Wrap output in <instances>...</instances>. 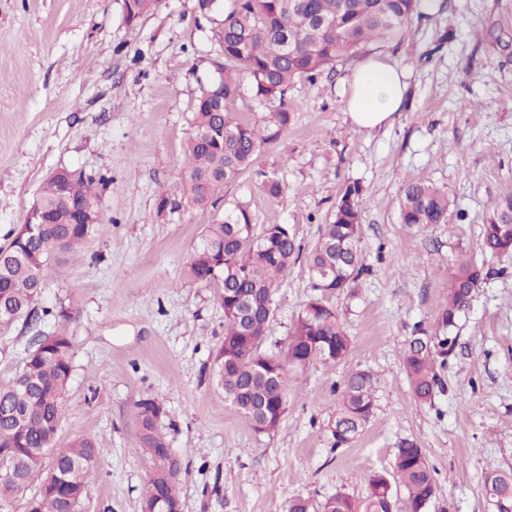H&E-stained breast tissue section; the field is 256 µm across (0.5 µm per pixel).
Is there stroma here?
Returning a JSON list of instances; mask_svg holds the SVG:
<instances>
[{"label":"stroma","mask_w":512,"mask_h":512,"mask_svg":"<svg viewBox=\"0 0 512 512\" xmlns=\"http://www.w3.org/2000/svg\"><path fill=\"white\" fill-rule=\"evenodd\" d=\"M215 25L197 0H160L137 24L123 0H0V246L59 168L104 177L109 225L49 277L40 306L64 303L74 371L56 436L102 449L81 512H142L151 463L138 449L135 403L153 399L156 426L180 463L184 512H287L342 490L362 498L391 472L402 442L426 453L437 478L427 512H489V467L512 470V255L482 246L492 202L512 191V0H423L404 38L368 43L315 82L295 83L287 131L222 194L189 206L181 177L200 84L216 75ZM405 67L408 88L390 126L355 127L343 92L361 60ZM285 186L271 198L269 179ZM447 192L445 223H401L407 181ZM361 192L366 270L329 295L352 338L349 355L296 374L288 412L271 434L252 430L213 375L224 342V290L182 269L205 225L236 200L258 225H289L309 249L347 185ZM166 208H159L160 198ZM492 268L461 315L458 345L433 402L415 397L403 353L415 326L432 329L448 303L455 254ZM305 259L275 292L263 349L285 338L313 296ZM0 328V386L21 369L35 331ZM370 372L376 408L350 442L333 424L341 384Z\"/></svg>","instance_id":"obj_1"}]
</instances>
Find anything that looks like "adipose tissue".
<instances>
[{"mask_svg":"<svg viewBox=\"0 0 512 512\" xmlns=\"http://www.w3.org/2000/svg\"><path fill=\"white\" fill-rule=\"evenodd\" d=\"M406 92V71L384 59L361 63L350 81L344 110L354 126L373 130L391 124Z\"/></svg>","mask_w":512,"mask_h":512,"instance_id":"obj_1","label":"adipose tissue"}]
</instances>
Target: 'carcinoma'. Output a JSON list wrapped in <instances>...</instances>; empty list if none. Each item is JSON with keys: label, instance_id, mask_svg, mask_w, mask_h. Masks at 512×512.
<instances>
[{"label": "carcinoma", "instance_id": "cac0c4a2", "mask_svg": "<svg viewBox=\"0 0 512 512\" xmlns=\"http://www.w3.org/2000/svg\"><path fill=\"white\" fill-rule=\"evenodd\" d=\"M157 0H123L127 22L152 11ZM419 0H233L218 23L216 37L223 62L216 64L218 79L199 87L189 124L182 179L189 205H215V197L234 184L257 154L276 142L292 122L285 108L241 121L231 106L249 89L259 102H284L288 91L302 80L313 81L336 62L354 55L372 40L405 35L410 20L419 15ZM95 178L68 168L42 184L32 209L51 220L34 233L18 227L0 247V294L11 308L0 309V327L35 314L46 273L66 261L107 221L98 212L91 224L67 223L77 201L97 204ZM360 196L358 184L348 185L336 202L331 223L311 246L306 262L313 278V296L298 313L282 342L262 351L246 346L250 336H265L274 315V294L280 276L300 256L286 224L252 223L248 209L238 202L224 205V218L205 226L200 244L186 262L183 275L191 281L219 280L224 288V348L214 358L217 386L224 399L238 410L257 433L277 430L288 411L293 373L314 363H338L352 347L351 336L326 295L351 287L365 271L360 248ZM447 192L426 182H410L400 200L404 224H441L447 218ZM512 193L497 200L482 225L485 251L512 253ZM491 271L464 255L449 272L448 308L433 331L414 328L404 354L403 369L415 397L430 402L443 389L440 371L454 354L458 337L454 328L471 303L474 292ZM56 329L37 333L23 368L10 385L0 388V409L18 413L0 418V466L27 478L52 463L30 512H78L101 448L82 435L62 448L54 447L68 385L73 372L72 342L67 327L74 318L61 304L42 310ZM373 376L356 371L344 381L333 434L336 445L351 441L373 416ZM139 448L146 456L167 447L157 431L160 407L151 399L137 402ZM178 476L164 470L152 473L144 496L156 492L179 498ZM434 469L422 448L413 442L396 449L392 473L376 475L370 492L356 498L344 491L314 503L289 501L288 512H391L392 500L401 512H425L436 498ZM482 493L493 512H512V472L489 468Z\"/></svg>", "mask_w": 512, "mask_h": 512}]
</instances>
